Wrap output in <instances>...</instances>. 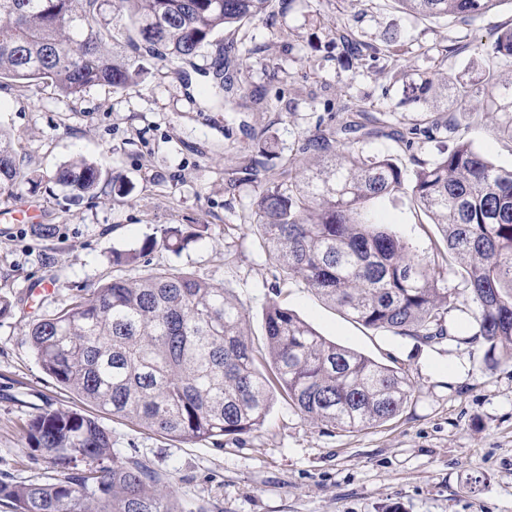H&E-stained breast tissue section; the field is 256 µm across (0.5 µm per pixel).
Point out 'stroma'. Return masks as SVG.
Segmentation results:
<instances>
[{
  "label": "stroma",
  "mask_w": 512,
  "mask_h": 512,
  "mask_svg": "<svg viewBox=\"0 0 512 512\" xmlns=\"http://www.w3.org/2000/svg\"><path fill=\"white\" fill-rule=\"evenodd\" d=\"M509 23L512 0L473 24L434 21L389 0H275L272 13L213 38L185 71L152 61L142 81L96 85L75 98L47 81L1 80L0 124L14 132L28 180L0 196V296L12 304L0 318V475L54 481L56 471L22 428L40 410L75 404L41 368L29 325L130 275L114 264L115 253L155 242L175 224H205L198 243L179 252L156 246L139 269L185 270L228 289L248 311L262 372L270 370L265 309L275 301L328 340L404 373L414 390L394 418L359 432L313 422L279 394L258 430L219 444L97 413L113 448L173 482L183 512H512V361L501 348L489 365L471 342L473 304L462 300L448 316L452 337L431 344L364 327L286 277L249 222L265 182L301 157L342 103L370 107L354 135L365 152L392 154L407 176L416 160H432L448 146L447 134L420 138L410 150L398 135L451 107L454 92L439 73L466 79L484 62L476 46ZM390 32L400 36L399 67L361 65L344 43L353 37L377 46ZM227 57L247 84L218 106L202 90ZM427 77L434 80L428 106L405 103L410 86ZM253 94L282 106L253 105ZM78 156L96 162L103 181L124 195L72 202L53 175ZM23 205L37 207V222L12 220ZM374 208L433 255L440 234L409 194ZM43 224L55 226L53 237L40 235ZM43 284L47 292L29 297Z\"/></svg>",
  "instance_id": "35a3bbf8"
}]
</instances>
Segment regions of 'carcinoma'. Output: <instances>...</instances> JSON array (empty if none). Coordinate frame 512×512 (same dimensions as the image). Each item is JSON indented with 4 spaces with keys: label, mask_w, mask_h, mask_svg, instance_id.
<instances>
[{
    "label": "carcinoma",
    "mask_w": 512,
    "mask_h": 512,
    "mask_svg": "<svg viewBox=\"0 0 512 512\" xmlns=\"http://www.w3.org/2000/svg\"><path fill=\"white\" fill-rule=\"evenodd\" d=\"M273 2L0 0V80H49L66 96L125 87L144 78L147 59L194 65L214 36ZM394 2L435 19L476 22L503 0ZM124 46L135 56L120 52ZM479 51L510 76L494 75L483 113L470 87L458 88V111L431 126L453 145L416 161L410 180L392 156L365 155L345 141L364 115L353 104L342 124L305 143L312 157L290 161L295 179L264 184L253 224L283 272L375 331L424 342L450 337L446 316L467 296L476 304L471 342L491 355L512 347V168L492 163L458 131L493 113L495 133L512 142V27ZM231 86L219 65L205 97L221 104ZM101 178L83 158L54 174L73 201L98 197ZM24 179L14 136L0 125V194H13ZM403 190L438 227L459 287L441 286L436 260L369 216L368 202ZM207 229L170 226L151 246L180 251ZM264 322L267 375L256 366L243 304L191 272L162 269L115 277L41 316L26 336L43 370L79 404L185 441L257 430L277 391L310 419L353 430L392 419L411 396L404 374L326 340L292 310L273 302ZM24 435L60 478L0 479V499L14 512H182L173 484L112 448L111 434L77 407L34 415Z\"/></svg>",
    "instance_id": "1"
}]
</instances>
